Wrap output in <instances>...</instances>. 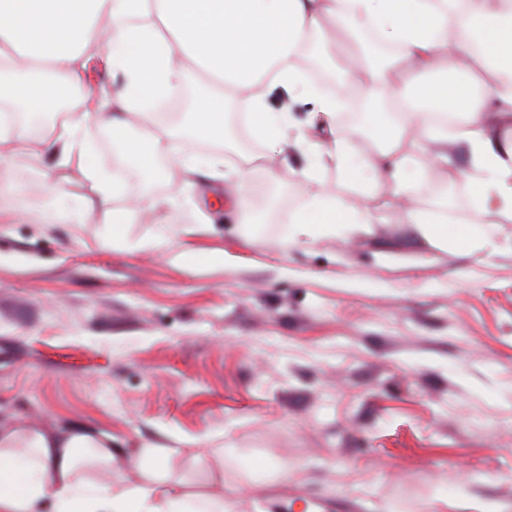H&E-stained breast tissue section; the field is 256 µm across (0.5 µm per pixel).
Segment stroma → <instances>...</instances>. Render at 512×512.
<instances>
[{"mask_svg": "<svg viewBox=\"0 0 512 512\" xmlns=\"http://www.w3.org/2000/svg\"><path fill=\"white\" fill-rule=\"evenodd\" d=\"M225 119L249 165L256 224L243 235L223 180L178 167L164 212L113 227L141 194L118 148L102 197L76 166L21 152L0 177V420L112 436L113 476L142 480L141 448L178 444L164 468L239 512H512V220L498 251L417 241L398 200L365 198L373 231L287 244L280 200L342 193L301 149L268 170L263 142ZM418 205L464 212L465 149ZM56 178L61 202L33 223L14 200ZM161 248L145 242L160 232ZM287 469L262 486L249 472Z\"/></svg>", "mask_w": 512, "mask_h": 512, "instance_id": "35a3bbf8", "label": "stroma"}]
</instances>
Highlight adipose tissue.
<instances>
[{
  "mask_svg": "<svg viewBox=\"0 0 512 512\" xmlns=\"http://www.w3.org/2000/svg\"><path fill=\"white\" fill-rule=\"evenodd\" d=\"M370 27L384 43L395 45L389 69L348 64L349 86L368 99L384 100L388 109L365 120L361 133L370 150L335 136L311 146L312 166L331 162L341 183L360 195L386 189L403 204L404 221L428 245L455 244L447 216L416 207L411 186L426 180L411 146H433L436 168L448 169L451 154L466 146L467 173L477 188L466 214L475 230L463 246L496 249L490 213L512 217V0H0V102L31 113L56 111L61 94L80 89L88 102L95 92L81 88L79 70L89 50L107 48L112 67L125 80L112 93V109L67 123L63 132L42 140L43 151L59 165L78 163L83 175L104 195L117 194L110 176L95 163L88 124L109 136L128 169L143 181L162 177L159 157L180 152L184 139L223 143L224 106L234 103L251 119L254 135L266 143L264 163L277 164L289 142V117L264 107L265 84L291 92L314 93L295 59L313 33ZM412 78L436 75L420 94L437 104H451L459 118L449 126L437 114L410 106L394 91L392 70ZM200 77L192 105L183 119L147 134L154 123L146 103L162 97L187 71ZM462 76L450 84L445 74ZM137 115L141 133L126 129ZM184 173L224 178L236 188V205L252 223V203L243 188L249 170L226 168L219 153H180ZM291 239L310 244L339 234L368 231L369 208L344 196H319L290 213ZM161 449L142 451L145 482L110 478L112 438L81 426L55 433L32 424H0V512H33L52 499L56 512H235L223 492H189L181 481L158 477Z\"/></svg>",
  "mask_w": 512,
  "mask_h": 512,
  "instance_id": "ef3b65f1",
  "label": "adipose tissue"
}]
</instances>
